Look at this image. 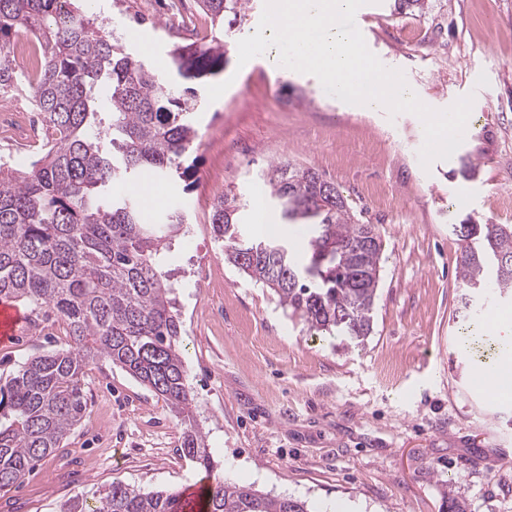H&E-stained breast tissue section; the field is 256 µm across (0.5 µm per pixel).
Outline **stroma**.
<instances>
[{
  "instance_id": "1",
  "label": "stroma",
  "mask_w": 512,
  "mask_h": 512,
  "mask_svg": "<svg viewBox=\"0 0 512 512\" xmlns=\"http://www.w3.org/2000/svg\"><path fill=\"white\" fill-rule=\"evenodd\" d=\"M110 40L154 72H171L178 34L226 42L217 101L196 85L188 104L198 130L196 182L165 180V207L188 220L163 259L183 321L191 416L213 473L273 496L336 503L351 512H512V400L487 397L478 362L460 344L474 323L461 304L455 224L512 225V0H429L398 13L369 0L356 22L383 65L402 70L427 106L474 102L464 140L422 167L421 120L367 112L328 95L314 76L292 78L270 54L238 63V40L255 31L252 0L240 31L225 37L198 0H73ZM353 154H346L345 145ZM474 179L456 176L463 160ZM290 161L336 185L361 222L382 237L373 330L364 344L311 336L273 292L224 258L210 218L227 192L240 195L243 231L305 240L279 222L260 174ZM264 197L272 221L252 220ZM64 344L48 323L0 343V376ZM84 418L63 448L38 462L0 512H59L114 482L187 492L209 472L186 457V427L149 387L111 362L88 371Z\"/></svg>"
}]
</instances>
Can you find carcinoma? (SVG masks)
<instances>
[{
    "label": "carcinoma",
    "instance_id": "carcinoma-1",
    "mask_svg": "<svg viewBox=\"0 0 512 512\" xmlns=\"http://www.w3.org/2000/svg\"><path fill=\"white\" fill-rule=\"evenodd\" d=\"M65 0H0V95L24 94L39 118L36 160L0 164V301L23 304L35 319L63 325L66 347L32 358L0 379V491L21 484L80 423L86 372L102 359L125 370L190 418L191 394L178 338L182 321L161 254L186 216L168 210L161 224L141 218L134 185L149 175L195 176L187 163L197 130L177 85L224 71V44L172 45V79L162 80ZM250 0H199L214 26L242 22ZM34 35L32 71L23 80L10 44ZM262 179L286 224H304L302 252L288 242L251 239L240 228L244 204L225 194L211 224L228 262L269 288L315 335L359 345L372 332L382 240L355 219L336 189L296 163L268 166ZM461 303L512 294V227L456 224ZM183 453L213 471L195 427ZM201 512H308L307 504L271 496L216 475L203 487ZM175 491L144 492L114 482L59 512H187Z\"/></svg>",
    "mask_w": 512,
    "mask_h": 512
}]
</instances>
